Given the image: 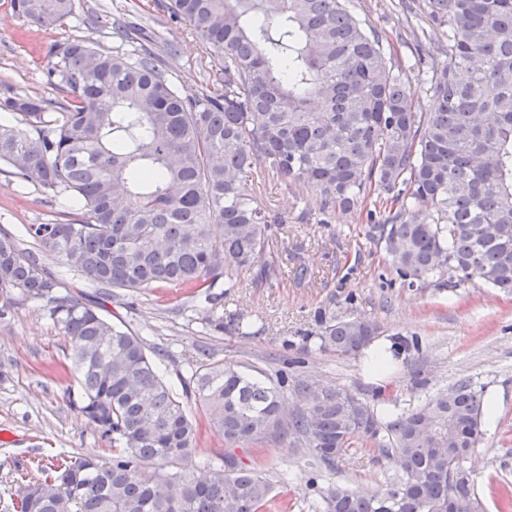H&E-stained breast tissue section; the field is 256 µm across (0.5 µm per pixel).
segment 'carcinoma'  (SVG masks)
<instances>
[{
    "label": "carcinoma",
    "instance_id": "1",
    "mask_svg": "<svg viewBox=\"0 0 512 512\" xmlns=\"http://www.w3.org/2000/svg\"><path fill=\"white\" fill-rule=\"evenodd\" d=\"M28 22L61 25L74 0H11ZM220 61L214 87L173 80L176 51L152 34L123 33L111 51L73 40L53 53L50 84L66 92L10 96L0 110V164L21 181L76 199L74 220L29 224L37 249L0 229V298L46 303L71 347L69 404L105 447L42 458L13 512H291L235 448L291 432L315 466H332L355 440H381L399 472L375 492L310 487V512H448L455 495L482 512L472 474L482 394L468 380L407 412L335 385L305 383L285 411L286 380L215 360L189 377L206 422L231 447L193 470L198 422L160 375L146 338L108 321L102 303L66 289L43 258L58 256L101 288H193L207 321L215 288L244 271L279 279L272 216L241 175L272 173L313 190L324 212L354 216L372 190L367 236L404 283L478 282L512 293V0H424L448 32L427 71L436 106L418 99L378 31L350 0H169ZM379 336L361 318L323 323L318 349L350 357Z\"/></svg>",
    "mask_w": 512,
    "mask_h": 512
}]
</instances>
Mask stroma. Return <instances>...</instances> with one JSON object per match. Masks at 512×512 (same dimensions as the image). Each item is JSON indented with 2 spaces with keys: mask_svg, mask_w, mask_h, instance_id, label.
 <instances>
[{
  "mask_svg": "<svg viewBox=\"0 0 512 512\" xmlns=\"http://www.w3.org/2000/svg\"><path fill=\"white\" fill-rule=\"evenodd\" d=\"M159 2L75 0V12L63 25L36 28L13 12L11 0H0V99L16 94L60 98L46 80L51 50L73 40L112 50L120 43L112 29L116 21L174 45L175 82L192 90L204 86L218 69L217 59L185 23L170 20ZM352 6L402 64L421 109L431 110L435 100L424 83L426 66L419 61L429 46L415 40L428 28L423 13L403 12L400 0H352ZM248 182L278 219L271 227L273 237L300 247L308 268L304 280H296L287 252H277L279 281L260 284L251 273L241 274L238 287L224 293L220 328L205 323L202 308L182 288L118 289L105 300L102 314L163 352L161 372L179 394L184 376L207 353L244 369L284 373L292 386L333 384L365 399L383 387L404 411L470 379L476 389L498 396L496 423L484 429L466 466L475 474L484 512H499V488L512 483V295L479 285L408 287L394 282L382 251L367 239L364 222L322 212L310 190L279 177L264 173ZM75 207L68 196L44 192L0 170V228L20 248L33 246L27 225L66 218ZM334 317H361L378 325V340L391 344L394 357L383 383L373 382L362 356L317 350L322 323ZM70 355L68 341L43 302L0 308V433L7 435L0 440V512H12L19 477L34 459L57 453L77 457L101 445L93 424L69 404L68 382L60 372ZM262 446L258 456L241 450L237 457L257 463L276 492L292 499L294 512H308L309 481L371 492L381 489L392 472L390 462L368 452L364 440L331 470L312 466L303 442L291 435L265 439Z\"/></svg>",
  "mask_w": 512,
  "mask_h": 512,
  "instance_id": "stroma-1",
  "label": "stroma"
}]
</instances>
